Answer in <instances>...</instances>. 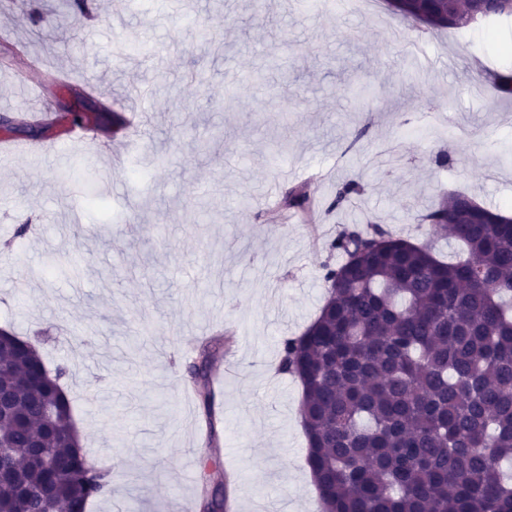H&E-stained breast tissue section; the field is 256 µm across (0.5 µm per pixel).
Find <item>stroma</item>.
<instances>
[{
	"label": "stroma",
	"instance_id": "1",
	"mask_svg": "<svg viewBox=\"0 0 512 512\" xmlns=\"http://www.w3.org/2000/svg\"><path fill=\"white\" fill-rule=\"evenodd\" d=\"M0 0V30L21 58L0 62V139L25 144L0 160V329L36 344L63 379L91 460L116 462L112 493L87 512H185L196 502L208 429L190 367L201 338L227 328L220 402L221 468L230 512H308L313 488L301 394L280 373L284 338L324 301V243L364 215L453 258L416 214L448 192L512 213V98L478 91L473 74L512 71V18L431 30L388 0L309 15L292 0ZM222 36L210 51L201 30ZM155 54L117 60L111 35ZM63 70L49 109L70 90L139 106L154 87L142 145L119 155L60 143V126L29 117L21 81ZM451 159L440 166L438 150ZM113 170L103 190L104 170ZM354 206L276 224L270 184L309 185L330 201L343 181ZM104 207L90 206L89 198Z\"/></svg>",
	"mask_w": 512,
	"mask_h": 512
}]
</instances>
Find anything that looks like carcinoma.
Here are the masks:
<instances>
[{
	"label": "carcinoma",
	"mask_w": 512,
	"mask_h": 512,
	"mask_svg": "<svg viewBox=\"0 0 512 512\" xmlns=\"http://www.w3.org/2000/svg\"><path fill=\"white\" fill-rule=\"evenodd\" d=\"M512 17V0H419L429 28H468L474 17ZM361 187L342 184L327 211ZM281 208L312 216L301 188ZM418 221L450 232L459 253L439 259L368 222L325 244L318 317L281 344L284 372L302 385L306 465L320 512H512V217L454 192ZM0 463L23 462L0 490V512H86L111 480L78 441L71 401L37 348L0 334ZM229 337L203 345L199 408L217 442L207 365Z\"/></svg>",
	"instance_id": "cac0c4a2"
}]
</instances>
